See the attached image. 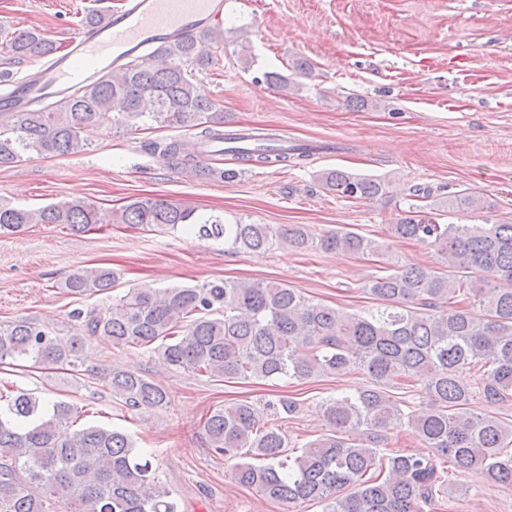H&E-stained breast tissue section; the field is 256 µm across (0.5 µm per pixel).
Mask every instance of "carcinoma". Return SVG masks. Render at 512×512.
<instances>
[{"label": "carcinoma", "instance_id": "cac0c4a2", "mask_svg": "<svg viewBox=\"0 0 512 512\" xmlns=\"http://www.w3.org/2000/svg\"><path fill=\"white\" fill-rule=\"evenodd\" d=\"M223 43L224 32L210 28L129 60L118 76L99 75L57 100H38L25 112L0 117V166L34 152L78 154L85 150L82 130L96 123L132 131L156 125L198 129L204 143L249 138L244 130H222L223 110L196 93L195 72L208 65L211 48ZM8 47L16 57L56 50L35 29L12 33ZM307 153L277 146L240 150L241 157L260 164H296ZM320 180L340 198L371 200L388 193L385 181L339 169L323 172ZM409 197L413 203L387 231L429 243L446 271L396 264L365 285L380 301L367 313L313 304L272 281L144 286L108 308L73 310L79 330L66 337L29 319L0 323V368L19 361L35 369L59 367L79 388L90 374L86 340L100 337L218 381H301L357 371L370 386L326 400L329 432L297 454L289 453L285 434L265 420L270 411L295 415L299 403L290 397L262 409L249 401L213 408L203 422L208 447L237 460L232 475L238 484L287 510L317 501L323 512H436L448 463L482 481L512 486V423L466 411L477 394L490 404L512 398V224L437 222L447 207L476 206L470 194L434 199L431 190L416 185ZM112 223L150 231L184 225L202 237L224 239L235 253L275 243L298 252L315 246L362 257L380 250L375 239L344 229L314 242L301 224H226L219 216L198 221L193 209L161 198H136L109 215L81 199L38 210L0 203V234L29 224H65L79 232ZM117 281L110 268H87L69 275L63 288L90 297ZM476 306L479 316L472 312ZM477 364L488 370L468 385L461 372ZM105 379L129 410L168 404L163 387L140 373L114 367ZM417 386L431 398V409L407 413L403 398L390 389ZM80 414L73 403L44 402L24 391L0 393V512H177L132 437L99 426L76 429ZM398 427L410 431L423 450L380 457L381 432ZM242 448L261 464L240 460Z\"/></svg>", "mask_w": 512, "mask_h": 512}]
</instances>
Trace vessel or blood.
<instances>
[{
    "label": "vessel or blood",
    "instance_id": "obj_1",
    "mask_svg": "<svg viewBox=\"0 0 512 512\" xmlns=\"http://www.w3.org/2000/svg\"><path fill=\"white\" fill-rule=\"evenodd\" d=\"M223 15L224 0H122L99 22L74 31L19 89L0 95V113L24 111L31 98L69 90L93 73H120L135 54L210 28Z\"/></svg>",
    "mask_w": 512,
    "mask_h": 512
}]
</instances>
